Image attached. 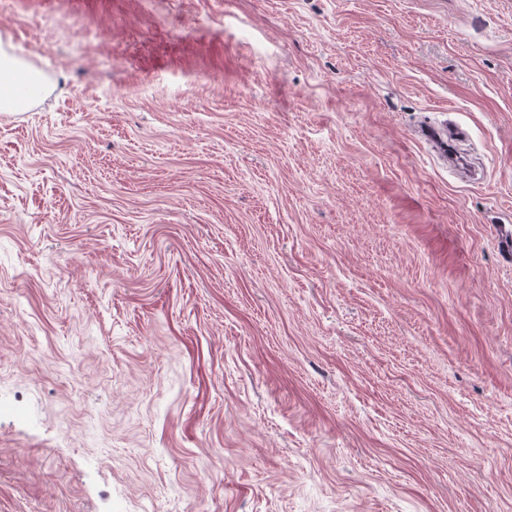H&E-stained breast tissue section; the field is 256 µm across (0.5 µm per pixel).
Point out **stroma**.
<instances>
[{
  "label": "stroma",
  "mask_w": 512,
  "mask_h": 512,
  "mask_svg": "<svg viewBox=\"0 0 512 512\" xmlns=\"http://www.w3.org/2000/svg\"><path fill=\"white\" fill-rule=\"evenodd\" d=\"M0 50V512H512V0H10ZM40 82L36 74L25 71L19 64L0 52V111L19 108L39 90Z\"/></svg>",
  "instance_id": "obj_1"
}]
</instances>
